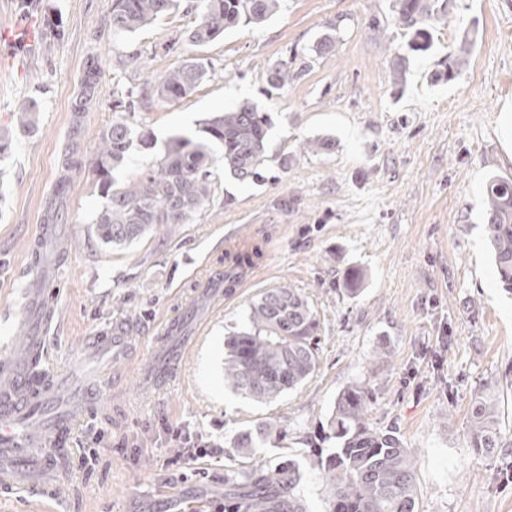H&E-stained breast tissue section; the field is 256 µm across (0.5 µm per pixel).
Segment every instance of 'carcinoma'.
<instances>
[{
    "mask_svg": "<svg viewBox=\"0 0 512 512\" xmlns=\"http://www.w3.org/2000/svg\"><path fill=\"white\" fill-rule=\"evenodd\" d=\"M182 0H111L112 30L135 33L181 6ZM281 0H197L195 25L184 32L193 45L207 44L242 22L260 24L280 8ZM401 19L414 28L413 50L428 49L431 34L417 26L429 15L425 0H400ZM211 67L189 58L167 70L157 83L142 92L161 101L190 96L211 77ZM301 71L286 61L268 67L267 83L283 87ZM99 93V72L92 65L84 80L82 99L75 111ZM19 130L36 125L38 104L20 108ZM272 121L268 113L244 100L216 113L206 122L204 138L170 140L151 161L138 181L125 187L113 185L112 171L129 158L134 145L150 148L151 133L136 130L128 118L112 121L101 136L94 171L106 203L96 212L97 235L107 245L122 246L141 239L151 229L167 224H186L210 202L215 189V168L241 182L264 180L267 142ZM221 151L214 158V148ZM485 230L493 248L499 282L512 293V180L493 177L485 186ZM261 253L242 244L225 252L224 288L232 290L244 271ZM321 326L308 299L294 288L261 291L250 301L244 328L224 342V382L258 401L270 402L297 389L315 371ZM370 393L351 385L338 395L327 420V438L335 439L336 451L318 460L322 477L330 487L332 512H416V457L398 436L378 431L367 421ZM470 448L493 456L504 444L499 431V411L494 398L483 395L469 413ZM277 425L258 423L240 432L236 448H257ZM302 471L293 460L263 465L224 479V512H307L297 495Z\"/></svg>",
    "mask_w": 512,
    "mask_h": 512,
    "instance_id": "cac0c4a2",
    "label": "carcinoma"
}]
</instances>
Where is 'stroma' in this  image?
<instances>
[{
    "mask_svg": "<svg viewBox=\"0 0 512 512\" xmlns=\"http://www.w3.org/2000/svg\"><path fill=\"white\" fill-rule=\"evenodd\" d=\"M434 2L433 44L415 52L397 0H283L265 23L201 46L181 38L195 20L183 9L125 34L113 31L108 0H0V30L40 38L0 57V129L16 131L0 156V341L18 351L32 243L65 155L76 161L61 202L66 257L43 289L53 318L39 366L59 382L47 393L54 410L73 416L50 441L67 464L43 474L50 495L0 492V512H213L229 471L288 459L302 469L307 512H330L313 456L334 448L323 427L356 383L370 392L371 427L417 454V512H512V456L475 454L468 426L475 398L491 395L512 442V294L484 228L486 182L512 178V0ZM331 27L334 51L310 55ZM133 53L145 67L119 70L116 57ZM460 54L455 78L440 79ZM295 56L308 60L300 78L268 86L267 65ZM190 57L212 76L185 99L138 106L130 119L154 145L134 149L116 183L136 182L171 138H201L213 113L246 99L272 120L265 179L223 175L189 223L102 244L93 224L105 201L93 171L101 134L126 116L128 91ZM93 63L103 94L79 113ZM30 99L38 122L21 133L17 111ZM323 137L334 149L304 151ZM229 233L263 257L217 306L205 291L224 268ZM353 271L362 276L354 296ZM278 286L317 311L319 358L306 384L264 405L225 385L224 342L249 300ZM95 336L115 337L111 351L92 346ZM383 345L392 355L381 362ZM261 421L278 434L239 454L236 435ZM97 433V464L81 468Z\"/></svg>",
    "mask_w": 512,
    "mask_h": 512,
    "instance_id": "1",
    "label": "stroma"
}]
</instances>
